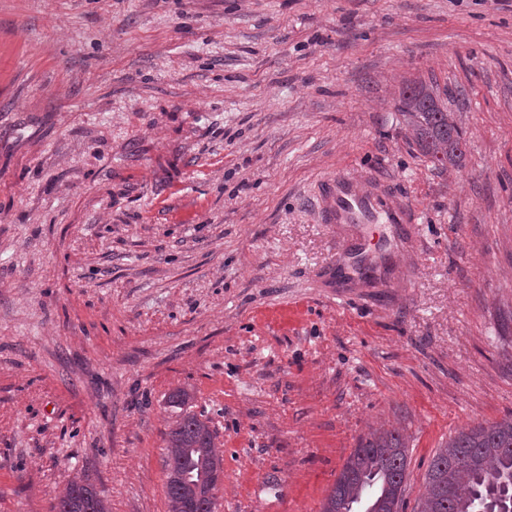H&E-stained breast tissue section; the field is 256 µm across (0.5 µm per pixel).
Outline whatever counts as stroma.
Masks as SVG:
<instances>
[{
    "label": "stroma",
    "instance_id": "35a3bbf8",
    "mask_svg": "<svg viewBox=\"0 0 512 512\" xmlns=\"http://www.w3.org/2000/svg\"><path fill=\"white\" fill-rule=\"evenodd\" d=\"M433 85L459 168L409 139ZM416 214L340 251L320 179ZM336 266L345 273L330 280ZM217 512H319L359 440L512 415V0H0V512H167V398ZM190 394L178 390L169 396L170 406L180 409L168 433L165 492L168 512H188V502L198 483L223 467L215 435L201 414L190 410ZM53 512H109V508L92 484L72 480L57 497Z\"/></svg>",
    "mask_w": 512,
    "mask_h": 512
}]
</instances>
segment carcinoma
I'll return each instance as SVG.
<instances>
[{"mask_svg":"<svg viewBox=\"0 0 512 512\" xmlns=\"http://www.w3.org/2000/svg\"><path fill=\"white\" fill-rule=\"evenodd\" d=\"M417 150L437 168L458 167L461 131L419 81L402 91L400 106ZM178 390L168 403L180 410L168 433L165 492L168 512H187L198 484L223 467L208 421ZM408 443L397 428L362 438L348 457L320 512H398L406 486ZM53 512H109L94 486L70 481ZM418 512H512V418L462 431L435 453Z\"/></svg>","mask_w":512,"mask_h":512,"instance_id":"1","label":"carcinoma"}]
</instances>
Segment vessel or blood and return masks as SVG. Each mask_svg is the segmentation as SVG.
Here are the masks:
<instances>
[{"label": "vessel or blood", "mask_w": 512, "mask_h": 512, "mask_svg": "<svg viewBox=\"0 0 512 512\" xmlns=\"http://www.w3.org/2000/svg\"><path fill=\"white\" fill-rule=\"evenodd\" d=\"M320 199L322 221L326 224H411L415 221L409 203L386 185L363 192L343 174L322 180Z\"/></svg>", "instance_id": "1"}]
</instances>
